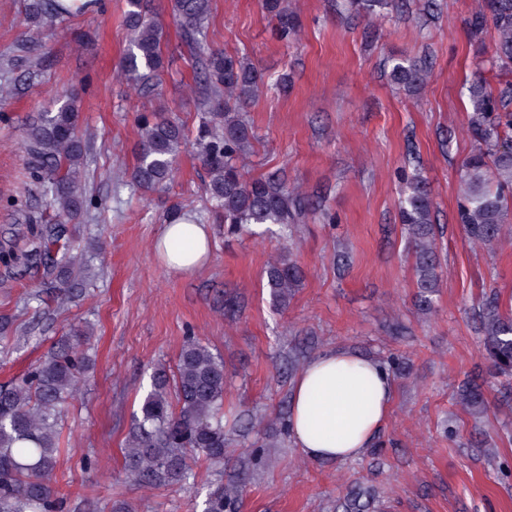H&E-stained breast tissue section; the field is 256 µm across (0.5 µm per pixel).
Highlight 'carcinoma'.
<instances>
[{
	"label": "carcinoma",
	"mask_w": 512,
	"mask_h": 512,
	"mask_svg": "<svg viewBox=\"0 0 512 512\" xmlns=\"http://www.w3.org/2000/svg\"><path fill=\"white\" fill-rule=\"evenodd\" d=\"M277 21L276 34L286 40L300 24L288 0H262ZM60 0H30L24 17L29 28L47 26L60 14ZM209 0H172V15L181 46L190 56L198 94L195 145L207 172L205 195L216 220L230 234L251 233L275 224L289 235L296 224L314 216L308 197L288 186L285 175L272 173L245 178L241 162L251 149L253 132L244 105L269 85L266 77L242 56L210 47L205 29ZM124 25L131 48L122 62L128 80L143 91L153 90L162 67L163 26L149 13L146 0H126ZM496 33L495 49L468 86L470 113L466 133L473 150L459 174L458 223L467 240L490 246L512 223V83L491 87L486 69L512 72V0H480L469 20L471 39L487 27ZM390 80L409 93L423 83L426 70L404 58L387 61ZM57 112H40L29 119L19 149L30 180L56 209V221L41 224L25 257L37 262L66 239L67 224L91 206L82 188L89 145L78 135L80 101L63 92ZM139 153L130 173L133 185L155 190L173 177V165L184 142L178 120L157 112L138 119ZM399 219L412 245L416 305L434 309L441 278L436 254L435 211L431 189L416 171L404 178ZM77 256L65 253L58 262L43 263V284L70 298L68 281ZM266 287L275 307L285 309L304 281V271L282 258L265 271ZM482 348L495 374L512 373V310L499 302L483 304ZM88 326H74L24 376L0 385V512H63V498L49 482L60 454L58 420L62 405L80 388L90 359ZM227 394L224 360L203 342L190 338L182 347L175 370L163 367L153 376L124 448L125 469L136 482L151 486L183 483L193 477L190 458L203 454L224 460V423L220 410ZM460 405L480 415L488 410L483 386L471 381L457 393ZM372 494L355 490L344 501L345 512H364ZM203 512H239L231 486L211 485Z\"/></svg>",
	"instance_id": "carcinoma-1"
}]
</instances>
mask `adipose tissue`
Instances as JSON below:
<instances>
[{
    "label": "adipose tissue",
    "instance_id": "obj_1",
    "mask_svg": "<svg viewBox=\"0 0 512 512\" xmlns=\"http://www.w3.org/2000/svg\"><path fill=\"white\" fill-rule=\"evenodd\" d=\"M206 225L166 224L154 252L172 272L194 274L208 259ZM393 380L375 359L347 349L324 352L298 375L291 395V437L308 457L344 461L360 456L385 421Z\"/></svg>",
    "mask_w": 512,
    "mask_h": 512
}]
</instances>
